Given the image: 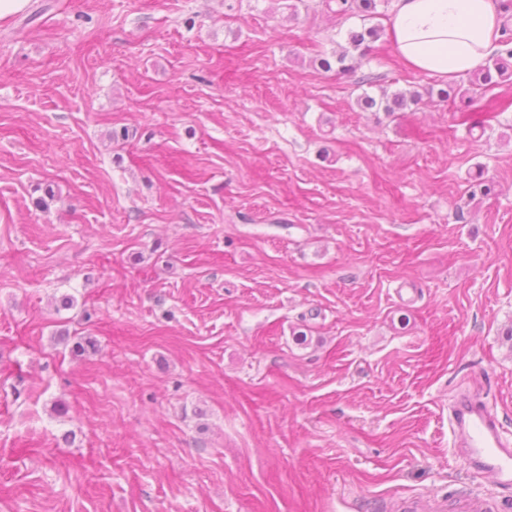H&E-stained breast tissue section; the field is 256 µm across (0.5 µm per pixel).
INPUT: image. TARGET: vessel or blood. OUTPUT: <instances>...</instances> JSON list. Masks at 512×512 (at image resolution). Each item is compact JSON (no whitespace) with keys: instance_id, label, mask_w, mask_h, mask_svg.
<instances>
[{"instance_id":"vessel-or-blood-1","label":"vessel or blood","mask_w":512,"mask_h":512,"mask_svg":"<svg viewBox=\"0 0 512 512\" xmlns=\"http://www.w3.org/2000/svg\"><path fill=\"white\" fill-rule=\"evenodd\" d=\"M449 425L455 448L474 471L491 476L496 485L512 486V442L484 403L458 401L450 409Z\"/></svg>"}]
</instances>
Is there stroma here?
<instances>
[{
    "label": "stroma",
    "instance_id": "stroma-1",
    "mask_svg": "<svg viewBox=\"0 0 512 512\" xmlns=\"http://www.w3.org/2000/svg\"><path fill=\"white\" fill-rule=\"evenodd\" d=\"M291 2L0 21V512H512L448 428L512 438V85L323 72L364 20ZM421 95L418 92H405L395 91L390 95L383 93V97L379 102L377 100L364 93L357 99V103L365 109H372L374 107H383L384 112H399L406 110L411 105H417L420 101Z\"/></svg>",
    "mask_w": 512,
    "mask_h": 512
}]
</instances>
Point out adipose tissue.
<instances>
[{
  "label": "adipose tissue",
  "mask_w": 512,
  "mask_h": 512,
  "mask_svg": "<svg viewBox=\"0 0 512 512\" xmlns=\"http://www.w3.org/2000/svg\"><path fill=\"white\" fill-rule=\"evenodd\" d=\"M502 23L496 0H396L389 35L406 65L448 80L499 50Z\"/></svg>",
  "instance_id": "ef3b65f1"
}]
</instances>
